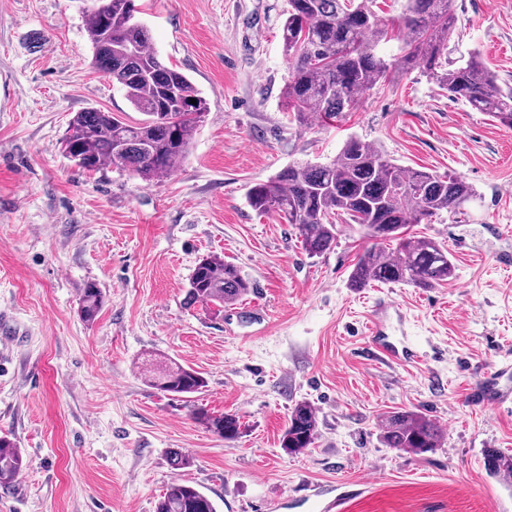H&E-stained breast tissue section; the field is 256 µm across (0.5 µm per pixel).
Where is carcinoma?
I'll return each instance as SVG.
<instances>
[{
    "label": "carcinoma",
    "mask_w": 512,
    "mask_h": 512,
    "mask_svg": "<svg viewBox=\"0 0 512 512\" xmlns=\"http://www.w3.org/2000/svg\"><path fill=\"white\" fill-rule=\"evenodd\" d=\"M106 2L99 0V6L88 13L89 65L123 87L144 118L129 124L96 108L78 112L63 138V153L89 172L116 167L153 182L186 158L207 103L181 71L160 60L148 29L133 23L134 0L127 7L114 4L110 11ZM374 2L288 0L281 34L288 60L286 111L300 127L334 120L352 110L360 94L385 79L396 65L420 71L448 91L451 99L512 129V89L499 85L476 53L461 64L448 62V43L455 34L451 0H407L394 33L374 10ZM393 37L399 42L395 64L379 54L381 42ZM247 198L256 212L290 224L311 256L331 249L338 225H357L374 244L353 265L348 275L351 288L373 283L433 288L453 278L451 255L443 243L410 235L408 228L429 224L444 212H461L476 192L457 175L403 170L378 149L350 136L332 160L290 164L252 184ZM250 288L251 282L237 266L212 255L195 266L186 304L220 314ZM101 304L100 290L93 285L85 288L83 318L94 320ZM148 381L185 398L205 386L199 372L175 362L154 367ZM194 419L226 440L239 436L240 424L232 415L199 409ZM317 428L315 408L296 403L282 436V450L289 455L305 452L313 445ZM380 440L388 448L425 453L440 446L441 431L416 411H394L381 421ZM24 465L19 449L1 438L0 489L10 487ZM484 467L495 478L512 479L511 454L487 448ZM156 512H216V508L197 486L173 482Z\"/></svg>",
    "instance_id": "carcinoma-1"
}]
</instances>
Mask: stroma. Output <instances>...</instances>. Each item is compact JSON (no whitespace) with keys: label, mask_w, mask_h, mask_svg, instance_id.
Here are the masks:
<instances>
[{"label":"stroma","mask_w":512,"mask_h":512,"mask_svg":"<svg viewBox=\"0 0 512 512\" xmlns=\"http://www.w3.org/2000/svg\"><path fill=\"white\" fill-rule=\"evenodd\" d=\"M94 0H0V437L27 468L0 490V512H155L166 487L192 482L217 512H512V488L483 453L512 454V409L472 403L469 386L512 361V130L453 101L419 72L391 70L330 125L303 130L284 109L280 36L287 0H137L162 62L208 111L173 173L143 183L79 169L61 152L75 113L140 121L124 90L92 71ZM456 62L479 52L512 87V0H452ZM357 136L407 169L452 172L477 193L464 215L413 225L448 247L455 276L434 288L349 287L370 242L344 224L309 256L291 225L247 190L294 162L333 159ZM217 254L253 284L215 316L185 304L197 261ZM102 292L81 316L88 284ZM390 336L426 353L379 363L369 325L379 300ZM201 373L182 398L149 385L146 359ZM313 405L318 435L288 455L293 406ZM235 416L228 441L195 408ZM411 409L444 436L423 454L385 447L381 419ZM193 464L171 468L170 450Z\"/></svg>","instance_id":"obj_1"}]
</instances>
